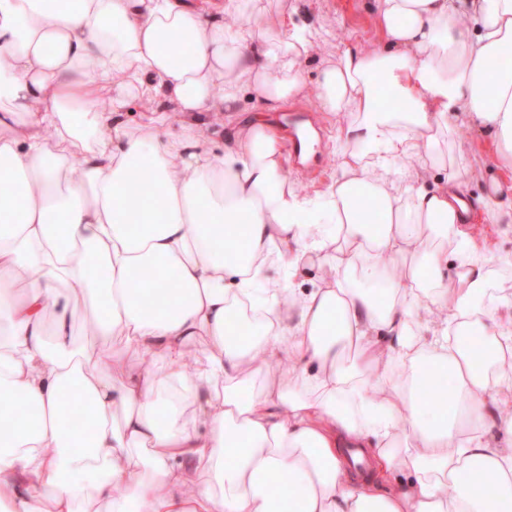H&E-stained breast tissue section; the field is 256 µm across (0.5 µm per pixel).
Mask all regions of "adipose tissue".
Segmentation results:
<instances>
[{"label":"adipose tissue","mask_w":512,"mask_h":512,"mask_svg":"<svg viewBox=\"0 0 512 512\" xmlns=\"http://www.w3.org/2000/svg\"><path fill=\"white\" fill-rule=\"evenodd\" d=\"M254 8L0 0V512H512V421H488L512 407V258L467 236L455 178L424 184L459 120L512 172V0H375L380 45L321 57L341 163L313 198L265 114L317 36L220 20ZM247 88L265 113L213 150L205 114ZM310 255L319 286L265 275Z\"/></svg>","instance_id":"obj_1"}]
</instances>
